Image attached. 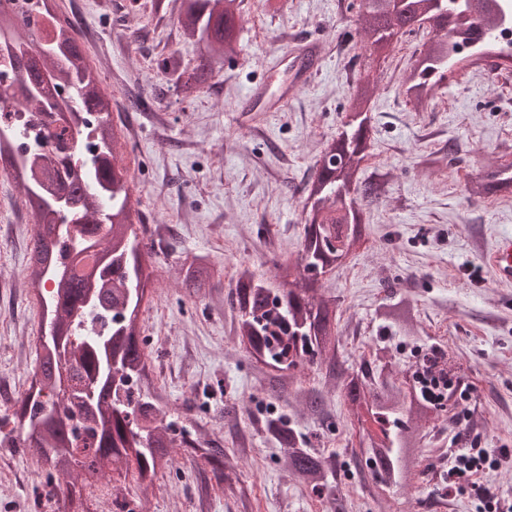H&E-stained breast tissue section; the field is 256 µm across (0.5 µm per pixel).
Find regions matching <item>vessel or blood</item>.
<instances>
[{"label":"vessel or blood","mask_w":512,"mask_h":512,"mask_svg":"<svg viewBox=\"0 0 512 512\" xmlns=\"http://www.w3.org/2000/svg\"><path fill=\"white\" fill-rule=\"evenodd\" d=\"M321 46L314 41L294 42L276 49L271 68L274 79L253 86L238 108L242 119L257 112L280 111L297 91L311 85L321 72ZM497 278L512 281V235H501L485 256Z\"/></svg>","instance_id":"vessel-or-blood-1"}]
</instances>
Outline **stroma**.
Returning a JSON list of instances; mask_svg holds the SVG:
<instances>
[{"instance_id": "35a3bbf8", "label": "stroma", "mask_w": 512, "mask_h": 512, "mask_svg": "<svg viewBox=\"0 0 512 512\" xmlns=\"http://www.w3.org/2000/svg\"><path fill=\"white\" fill-rule=\"evenodd\" d=\"M126 0H56L80 27L103 89L116 99L112 118L130 130L127 166L133 198L142 202L146 243L162 271L141 315L152 372L173 413L190 418L191 437L217 440L240 473L238 492L215 489L209 467L189 453L149 492L112 481L85 489L89 500L129 502L135 512H484L488 498H512V282L497 280L484 254L512 234V193L470 197L467 184L489 168L512 164V58H487L477 74L457 75L421 109L406 103L399 80L427 41L400 37L385 63L362 43L360 0H242L241 51L213 86L182 99L156 73L169 53L185 60L195 44L169 24L126 15ZM314 38L324 60L317 81L280 112L246 125L234 110L267 73L281 40ZM379 75L371 114L375 155L361 166L378 197L366 212L372 233L336 267L322 290L337 304V353L357 367L376 345L388 346L395 369L413 355L445 348L465 369V394L453 417L419 421L421 464L410 493L379 490L348 423L347 404L323 369L305 367L281 388L251 360L233 333L229 286L239 264L269 277L276 258H296L306 212L302 192L324 143L342 127L349 89ZM142 96L147 109L132 111ZM443 151L439 168L420 155ZM36 232L24 197L0 174V414L30 387L40 307L23 286L27 247ZM209 256L223 269L218 290L187 298L174 286L185 255ZM481 266L473 279L466 262ZM417 302L412 333H381L375 312L391 293ZM322 394L318 415H301L303 392ZM286 417L304 448L336 458L343 501L317 498L289 477L284 452L255 421ZM493 449L498 466L448 489L449 449ZM62 489L48 490L34 456L0 448V512H67Z\"/></svg>"}]
</instances>
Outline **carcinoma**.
<instances>
[{"label":"carcinoma","instance_id":"obj_1","mask_svg":"<svg viewBox=\"0 0 512 512\" xmlns=\"http://www.w3.org/2000/svg\"><path fill=\"white\" fill-rule=\"evenodd\" d=\"M464 0H362L361 32L370 54L388 56L398 35L428 31L414 63L402 77L409 102L424 105L447 80L448 37L484 47L481 57L499 52L486 30L494 29L503 10L499 4ZM150 8L158 20L172 15L185 38L197 48L195 64L172 53L157 63V73L186 98L220 76L224 63L240 52L239 0H128L130 13ZM51 23L53 54L33 61L29 50L46 28L31 26V16ZM14 49L4 53L13 72L0 82V172L24 191V204L37 226L30 245L24 287L39 301L41 317L55 313L59 336L76 383L97 391L93 409L74 422L66 411L81 407L82 395L59 397L55 370L61 357L53 347L37 344L36 368L30 390L12 413L0 415V425H12L7 447L27 451L47 471L48 483L64 481L70 512H91L82 495L83 484L119 474L140 489L155 485L158 475L174 462L176 441L165 390L149 373L148 341L140 337L139 314L147 294L158 281L153 247L144 242L143 215L132 201L124 164L128 133L112 121V94L100 85L95 66L84 55L74 23L48 6V0H21L12 12L0 11V37ZM74 85V115L94 116L95 151L84 160L81 173H73L69 158L77 153L80 130L58 125L53 136L64 155L40 158V170L21 165L25 155L15 144L17 131L10 125L12 112L45 113L59 117L62 103L56 91ZM379 93L375 80L360 78L351 87L345 130L325 145L314 178L303 188L308 208L304 239L296 260L275 264L271 278L262 280L242 265L230 292L238 313L237 338L271 375L282 382L288 374L327 359L328 377L341 388L349 416L359 426V447L371 454L366 466L379 482L403 490L412 488L421 453L417 431L399 425L405 415L418 418L453 412L458 405L459 380L445 350L423 354L422 374L403 391L399 372L388 370L385 347L362 359L357 369L336 356V300L320 293L323 275L349 254L353 241L368 235L359 198L374 189L357 179L363 161L371 156V128L358 117L373 110ZM512 187V169H497L471 181V197ZM69 200L83 220L74 245L56 235L57 199ZM53 280V289L45 284ZM177 284L195 297L221 284V275L208 257L193 255L180 264ZM415 299L401 295L376 311L383 325L399 329L413 324ZM267 434L283 450L292 480L320 497L336 500V463L331 456L301 447L294 428L279 416L264 420ZM219 485L233 486L229 458L220 442L209 440L199 449Z\"/></svg>","mask_w":512,"mask_h":512}]
</instances>
